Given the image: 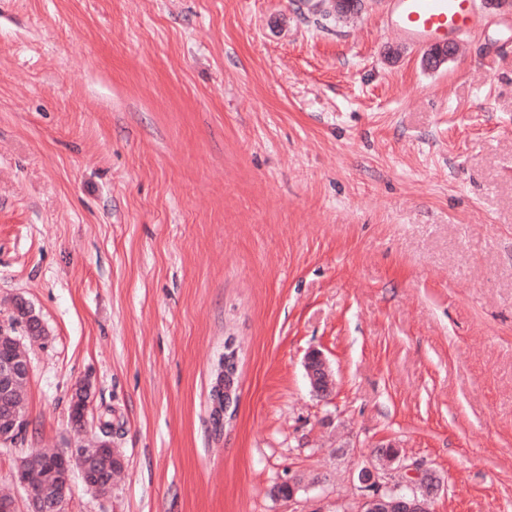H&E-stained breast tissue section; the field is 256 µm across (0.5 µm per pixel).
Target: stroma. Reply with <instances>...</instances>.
Returning <instances> with one entry per match:
<instances>
[{
  "mask_svg": "<svg viewBox=\"0 0 512 512\" xmlns=\"http://www.w3.org/2000/svg\"><path fill=\"white\" fill-rule=\"evenodd\" d=\"M388 7L0 0V325L31 363L0 494L103 415L124 468L64 512H357L379 442L436 472L431 512H512V7L437 69ZM237 353L231 342L226 347L224 361L221 364L211 388V417L215 432L224 431L226 418L231 419L233 409L238 402ZM231 411V412H230ZM305 369L312 392L319 397H329L334 388V380L328 363L319 350H311L305 358Z\"/></svg>",
  "mask_w": 512,
  "mask_h": 512,
  "instance_id": "obj_1",
  "label": "stroma"
}]
</instances>
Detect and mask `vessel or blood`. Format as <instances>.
<instances>
[{
  "instance_id": "b4317fda",
  "label": "vessel or blood",
  "mask_w": 512,
  "mask_h": 512,
  "mask_svg": "<svg viewBox=\"0 0 512 512\" xmlns=\"http://www.w3.org/2000/svg\"><path fill=\"white\" fill-rule=\"evenodd\" d=\"M386 26L414 43H444L477 27L474 0H390Z\"/></svg>"
}]
</instances>
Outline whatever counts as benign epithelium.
I'll use <instances>...</instances> for the list:
<instances>
[{
    "instance_id": "1",
    "label": "benign epithelium",
    "mask_w": 512,
    "mask_h": 512,
    "mask_svg": "<svg viewBox=\"0 0 512 512\" xmlns=\"http://www.w3.org/2000/svg\"><path fill=\"white\" fill-rule=\"evenodd\" d=\"M454 53L455 46L450 42L435 44L424 53L425 65L437 68L450 60ZM305 369L312 392L322 398L329 397L333 392L334 380L323 353L319 350L310 351L305 358ZM29 374L30 363L25 356L0 362V394L10 396L18 384L28 379ZM236 374L237 353L230 343L226 347L224 361L217 372L210 395L212 424L218 433L224 431V422L232 417L231 408L238 402ZM110 452L112 444L98 438L89 446L80 445L53 454H37V457L56 473L57 484L52 493L35 492L29 489L24 468H18L15 481L28 488L27 512H59L63 499L71 489L74 464L79 466L80 475L87 487H99L101 482L94 481L88 476L87 461L98 460ZM358 480L364 491L359 512H392L398 505L412 512H429V504L442 489L440 480L430 470L414 473L413 479L409 481L412 496L410 501L406 500V494L403 493V484L381 480L380 469L376 467L362 469L358 474Z\"/></svg>"
}]
</instances>
